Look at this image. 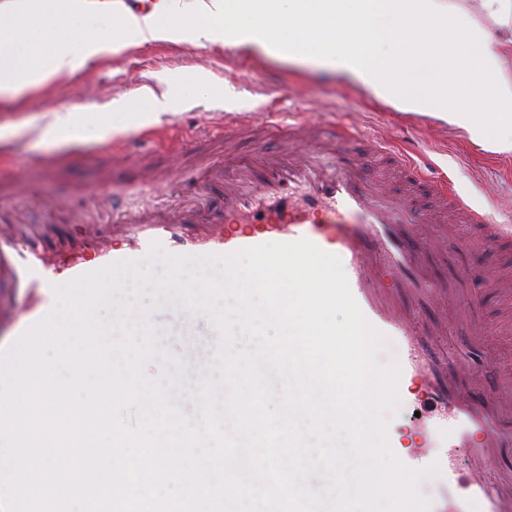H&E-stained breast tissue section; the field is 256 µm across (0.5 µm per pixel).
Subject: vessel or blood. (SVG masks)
Listing matches in <instances>:
<instances>
[{
	"label": "vessel or blood",
	"instance_id": "1",
	"mask_svg": "<svg viewBox=\"0 0 512 512\" xmlns=\"http://www.w3.org/2000/svg\"><path fill=\"white\" fill-rule=\"evenodd\" d=\"M223 126L210 139L223 144L236 167L219 173L204 155L193 156L205 180L222 179V210L203 202L128 208L115 185L106 183L104 219L75 242L73 259L56 261L55 245L43 238L0 233V288L37 293L25 323L46 315L59 277L88 272L87 252L104 266L142 258L155 241L171 252L193 246L230 254L271 236L284 243L308 239L341 258L364 316L396 344L402 404L413 410L429 402L411 419L420 442L403 463L438 467L443 491L430 512H512V406L455 379L459 372L485 370L492 380H512V371L493 367L489 340L463 355L424 341L425 322L442 312L446 291L426 258L432 240L418 230L451 220L510 252L512 226L494 223L490 211L471 206L445 180L426 173L404 147L370 144L355 126L286 123L276 110L261 120L228 113ZM117 237L126 239L125 250L113 249ZM462 448L473 459L466 473L457 459Z\"/></svg>",
	"mask_w": 512,
	"mask_h": 512
}]
</instances>
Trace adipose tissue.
Wrapping results in <instances>:
<instances>
[{"label": "adipose tissue", "instance_id": "adipose-tissue-1", "mask_svg": "<svg viewBox=\"0 0 512 512\" xmlns=\"http://www.w3.org/2000/svg\"><path fill=\"white\" fill-rule=\"evenodd\" d=\"M229 46L301 68L342 72L370 98L428 114L496 155L512 156V0H0V102L62 84L92 64L150 45ZM198 74L111 111L55 114L59 141L87 128L153 121L185 96L209 93Z\"/></svg>", "mask_w": 512, "mask_h": 512}]
</instances>
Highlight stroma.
I'll use <instances>...</instances> for the list:
<instances>
[{"instance_id": "1", "label": "stroma", "mask_w": 512, "mask_h": 512, "mask_svg": "<svg viewBox=\"0 0 512 512\" xmlns=\"http://www.w3.org/2000/svg\"><path fill=\"white\" fill-rule=\"evenodd\" d=\"M181 71L203 74L218 95L182 101L175 112L139 129L123 128V115H115L118 129L105 138L91 134L63 144L44 134L53 111L104 109L137 94L141 84L157 89L161 77ZM267 104L306 121L324 117L359 126L375 141L399 144L417 139L427 159L463 196L492 208L497 223L512 225V157L483 150L431 116L402 113L370 99L340 75L305 72L273 59H249L230 48L189 44L153 45L111 56L65 84L33 92L15 105H0V207L36 224L52 216L62 225L73 212L81 214L84 223L95 224L104 214L99 189L109 178L136 205H173L191 196L194 180L183 171L178 153L192 147L196 132L224 112L258 111ZM116 141L146 152L160 180H144L142 168L117 165L112 157ZM438 246L442 254L432 262L434 273L456 280L461 288L471 270L512 269L511 254L480 239H467L462 228ZM149 320L157 327V348L179 358L217 350L207 313L165 302Z\"/></svg>"}]
</instances>
